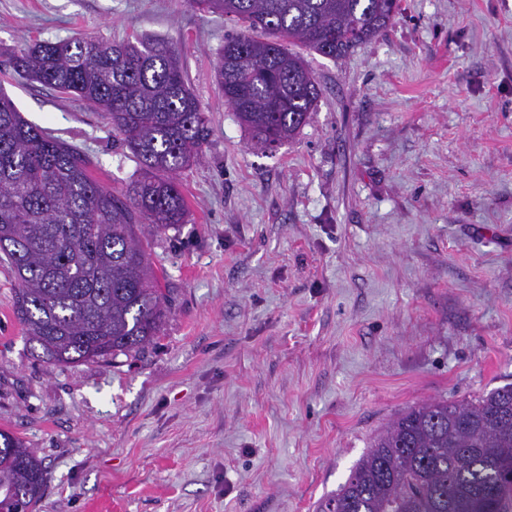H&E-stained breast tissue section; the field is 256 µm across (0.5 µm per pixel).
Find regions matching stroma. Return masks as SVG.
I'll return each instance as SVG.
<instances>
[{
	"label": "stroma",
	"instance_id": "35a3bbf8",
	"mask_svg": "<svg viewBox=\"0 0 512 512\" xmlns=\"http://www.w3.org/2000/svg\"><path fill=\"white\" fill-rule=\"evenodd\" d=\"M235 24L188 0H0V52L85 33L174 47L208 118L155 235L172 297L137 359L39 361L0 263V429L47 470L34 512H315L397 414L512 384V0H400L272 152L214 78ZM24 118L124 192L138 165L75 98L0 73Z\"/></svg>",
	"mask_w": 512,
	"mask_h": 512
}]
</instances>
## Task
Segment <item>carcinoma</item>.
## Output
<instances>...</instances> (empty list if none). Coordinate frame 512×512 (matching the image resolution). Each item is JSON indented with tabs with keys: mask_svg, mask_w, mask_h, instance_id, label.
I'll list each match as a JSON object with an SVG mask.
<instances>
[{
	"mask_svg": "<svg viewBox=\"0 0 512 512\" xmlns=\"http://www.w3.org/2000/svg\"><path fill=\"white\" fill-rule=\"evenodd\" d=\"M240 26L215 78L252 147L273 151L308 123L320 88L299 44L341 58L394 19L399 0H190ZM0 67L84 102L122 136L139 176L120 196L71 145L0 94V260L13 315L52 365L138 357L169 313L151 236L187 223L180 176L200 158L207 118L165 42L91 36L38 41ZM512 384L430 399L395 416L316 512H512ZM43 460L0 430V505L31 512Z\"/></svg>",
	"mask_w": 512,
	"mask_h": 512,
	"instance_id": "obj_1",
	"label": "carcinoma"
}]
</instances>
